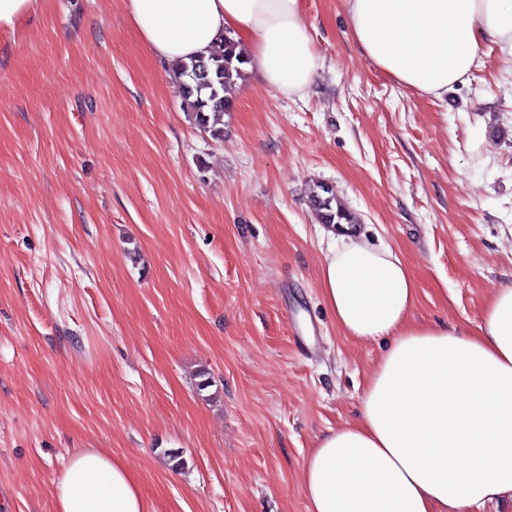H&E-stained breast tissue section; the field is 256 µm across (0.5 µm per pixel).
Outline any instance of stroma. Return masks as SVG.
Instances as JSON below:
<instances>
[{
    "mask_svg": "<svg viewBox=\"0 0 512 512\" xmlns=\"http://www.w3.org/2000/svg\"><path fill=\"white\" fill-rule=\"evenodd\" d=\"M301 8L313 82L286 97L246 69L220 140L122 0H43L0 36V512H55L87 448L154 512H307L308 454L386 347L323 303L313 183L399 252L414 321L475 331L512 284L502 51L434 101L365 59L341 0Z\"/></svg>",
    "mask_w": 512,
    "mask_h": 512,
    "instance_id": "stroma-1",
    "label": "stroma"
}]
</instances>
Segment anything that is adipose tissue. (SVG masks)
Here are the masks:
<instances>
[{
    "mask_svg": "<svg viewBox=\"0 0 512 512\" xmlns=\"http://www.w3.org/2000/svg\"><path fill=\"white\" fill-rule=\"evenodd\" d=\"M367 60L434 100L464 82L482 47L512 56V0H341ZM153 55L174 63L230 37L265 83L301 93L319 69L300 0H123ZM322 296L342 333L388 346L355 422L323 436L301 470L308 512L512 510V286L476 331L415 323L419 286L387 245L333 246ZM56 512H152L110 452L75 454L55 480Z\"/></svg>",
    "mask_w": 512,
    "mask_h": 512,
    "instance_id": "obj_1",
    "label": "adipose tissue"
}]
</instances>
